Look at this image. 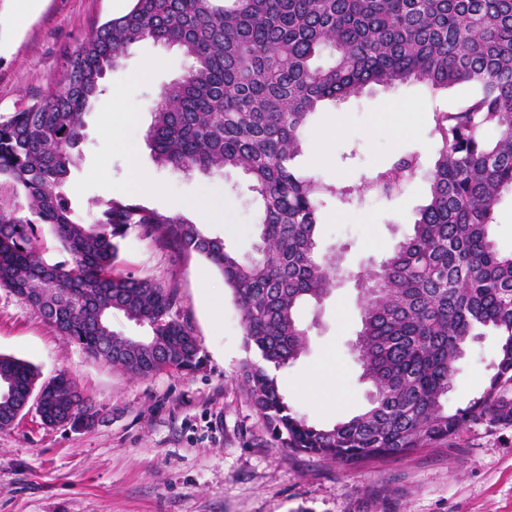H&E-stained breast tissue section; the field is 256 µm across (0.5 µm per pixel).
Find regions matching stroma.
<instances>
[{
  "mask_svg": "<svg viewBox=\"0 0 512 512\" xmlns=\"http://www.w3.org/2000/svg\"><path fill=\"white\" fill-rule=\"evenodd\" d=\"M130 6L131 0H0V115L44 91L60 75L65 52ZM152 59L158 67L139 78ZM189 65L163 43L144 40L129 49L86 117L68 190L85 223L95 218L94 200L131 193L138 173L162 188L140 195V203L161 212L213 192L220 209L191 210L188 218L248 255L259 206L247 178L236 170L188 175L159 165L146 142L161 90ZM472 95L458 88L433 95L415 83L365 91L311 117L294 165L327 183L357 185L415 153L426 173L439 148L431 134L434 110H458ZM110 115L121 121L117 143L104 131ZM425 173L388 198L368 193L348 205L326 199L320 251L340 255L354 272L377 266L411 234L429 192ZM118 270L175 283L174 310L193 328L203 363L191 373L132 377L66 343L37 309L0 288V354L29 361L44 380L67 373L99 412L92 428L75 431L44 426L31 406L0 430V512H512V426L473 425L439 447L357 467L281 447L243 388L244 331L223 278L197 255L163 251L135 229ZM299 317L308 328L306 350L278 370L281 393L316 425L358 414L370 387L351 349L360 326L353 281L321 304H304ZM497 353L493 336L469 344L449 406H465L482 392Z\"/></svg>",
  "mask_w": 512,
  "mask_h": 512,
  "instance_id": "stroma-1",
  "label": "stroma"
}]
</instances>
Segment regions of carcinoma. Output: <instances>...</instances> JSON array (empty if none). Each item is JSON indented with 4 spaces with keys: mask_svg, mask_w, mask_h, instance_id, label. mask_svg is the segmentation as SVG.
Instances as JSON below:
<instances>
[{
    "mask_svg": "<svg viewBox=\"0 0 512 512\" xmlns=\"http://www.w3.org/2000/svg\"><path fill=\"white\" fill-rule=\"evenodd\" d=\"M65 55L62 74L24 107L0 117V287L37 310L46 291L66 300L53 321L90 357L136 378L201 363L193 329L172 314L175 287L116 272L122 242L137 228L163 249L205 259L232 290L246 350L239 375L255 411L284 448L344 465L433 448L471 424L512 425V251L495 240L493 208L512 192V0H132ZM152 39L178 47L189 70L167 86L147 133L154 158L186 172L241 171L259 200L257 256L182 215L131 196L92 201V224L74 219L66 191L85 115L128 49ZM331 62L318 64L324 51ZM408 82L433 91L468 87L456 112L433 113L439 142L427 172L430 196L413 232L374 274L358 276L361 329L354 345L369 406L347 421L317 426L281 394L273 371L301 355L307 330L295 310L336 288V254L315 236L326 198L350 204L358 191L393 195L421 171L403 155L361 187L296 172L309 118L324 101ZM44 225L68 258L35 248ZM119 311L149 328L125 336ZM498 337L495 372L464 407L448 393L468 344ZM38 373L0 354V429L13 424ZM54 415L81 430L97 410L65 375L41 383Z\"/></svg>",
    "mask_w": 512,
    "mask_h": 512,
    "instance_id": "1",
    "label": "carcinoma"
}]
</instances>
